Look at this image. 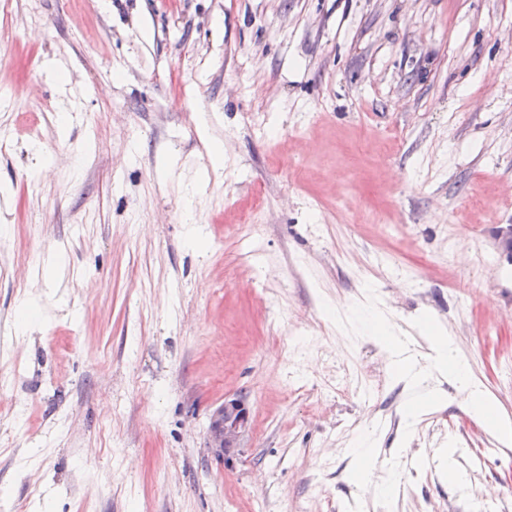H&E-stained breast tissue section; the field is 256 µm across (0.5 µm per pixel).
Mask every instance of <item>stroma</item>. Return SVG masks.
Instances as JSON below:
<instances>
[{
    "label": "stroma",
    "mask_w": 512,
    "mask_h": 512,
    "mask_svg": "<svg viewBox=\"0 0 512 512\" xmlns=\"http://www.w3.org/2000/svg\"><path fill=\"white\" fill-rule=\"evenodd\" d=\"M1 136L17 512H500L512 444L438 375L405 436L391 355L322 306L373 285L424 361L430 313L512 420V0H0ZM372 427L389 510L350 478ZM251 427L250 410L244 398L225 397L214 411L206 432V446L216 461L232 466L240 456L242 440Z\"/></svg>",
    "instance_id": "1"
}]
</instances>
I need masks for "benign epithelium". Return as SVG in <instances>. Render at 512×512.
Instances as JSON below:
<instances>
[{
  "label": "benign epithelium",
  "mask_w": 512,
  "mask_h": 512,
  "mask_svg": "<svg viewBox=\"0 0 512 512\" xmlns=\"http://www.w3.org/2000/svg\"><path fill=\"white\" fill-rule=\"evenodd\" d=\"M250 427V410L245 399L240 396L226 397L224 404L210 418L206 447L215 460L229 467L240 456L242 440Z\"/></svg>",
  "instance_id": "obj_1"
}]
</instances>
